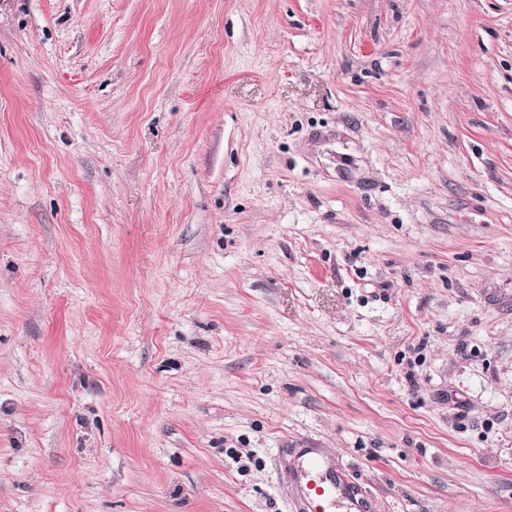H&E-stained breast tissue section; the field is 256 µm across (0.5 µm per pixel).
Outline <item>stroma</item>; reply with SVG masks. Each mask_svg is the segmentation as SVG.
Returning a JSON list of instances; mask_svg holds the SVG:
<instances>
[{
    "label": "stroma",
    "instance_id": "obj_1",
    "mask_svg": "<svg viewBox=\"0 0 512 512\" xmlns=\"http://www.w3.org/2000/svg\"><path fill=\"white\" fill-rule=\"evenodd\" d=\"M512 512V0H0V512ZM297 454L306 458V467L291 475V486L303 512H327L336 496L346 498L351 511L364 512L362 500L349 485L336 478L331 462L321 458L313 448H298Z\"/></svg>",
    "mask_w": 512,
    "mask_h": 512
}]
</instances>
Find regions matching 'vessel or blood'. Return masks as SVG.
<instances>
[{"instance_id":"b4317fda","label":"vessel or blood","mask_w":512,"mask_h":512,"mask_svg":"<svg viewBox=\"0 0 512 512\" xmlns=\"http://www.w3.org/2000/svg\"><path fill=\"white\" fill-rule=\"evenodd\" d=\"M306 459L304 471L291 476V486L302 512H326L336 497H344L351 512H364L363 502L349 485L336 478L331 462L321 458L314 449H301Z\"/></svg>"}]
</instances>
